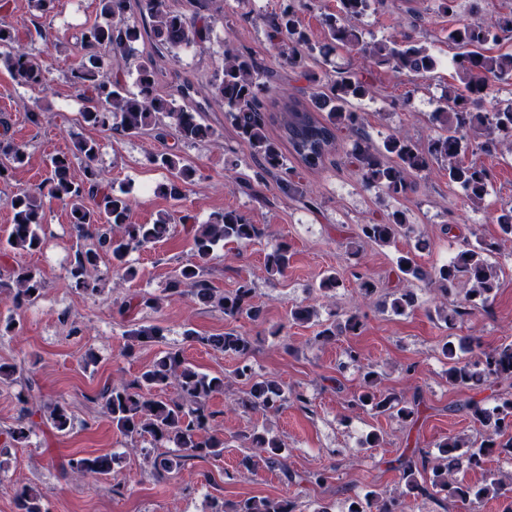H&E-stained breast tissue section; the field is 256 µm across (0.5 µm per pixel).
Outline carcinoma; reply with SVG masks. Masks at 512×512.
Segmentation results:
<instances>
[{
  "label": "carcinoma",
  "instance_id": "cac0c4a2",
  "mask_svg": "<svg viewBox=\"0 0 512 512\" xmlns=\"http://www.w3.org/2000/svg\"><path fill=\"white\" fill-rule=\"evenodd\" d=\"M375 0H338L337 10L319 14L325 41L312 40L300 22V15L317 9V0H284L279 14L269 20L268 39L288 67L298 72L314 89L308 102L290 97L282 103L280 138L268 135L261 98L274 82V75L261 70L256 59L233 48H224V65L215 75L212 95L224 102V120L237 130L238 136L259 163L257 179L273 170L282 173L280 191L287 197L306 198L300 183L288 171V156H293L306 168L315 170L324 165L327 156L337 147L343 132L355 138L352 159L363 182L374 186L392 198L405 197L414 190L413 174L441 165L448 181L458 185L467 200L478 205L488 195L490 171L483 165L463 160L466 152L493 155L501 147L512 146V101L497 102L484 108L490 97L491 83L512 80V53L494 54L486 49L500 35L512 33V13L499 14L486 20H463L448 31V41L459 49L452 60L459 84L448 85L442 104L430 115L436 128L425 144L395 132L380 145L373 144L363 134V117L353 109V102L365 98L371 84L363 71H341L330 84H323L320 73L309 67L315 55H328L336 48H345L369 59L377 67H386L411 79L423 78L438 66V59L429 49L409 38L381 39L367 42L354 21L364 16ZM100 20L81 30L77 42L83 54L71 70L75 87L85 95L86 105L80 115L83 123L99 128L112 127L119 120L121 131L138 136L146 131L158 139L171 136L174 144L167 151L151 154L149 161L166 170L169 178L155 187V193L178 200L196 176V169L185 163L181 147L192 146L212 136L209 126L199 119V112L190 110L184 102L191 98L192 88L184 82L176 91L162 95L157 92V72L150 60L140 62L136 69L135 89L112 77V56L130 55L142 38L139 23L127 16L128 0H99ZM151 32L157 43L171 51L187 49L209 38V28L197 26L187 16L169 7L167 0H146ZM0 67L5 68L22 84H39L43 80L38 60L17 41L15 32L0 26ZM99 145L79 133L72 136V148L50 159L49 176L33 191L22 190L7 198L13 213V223L0 250L7 252L41 249L40 230L44 220L45 200L59 201L69 207L70 223L77 238L92 237L91 247L79 248L70 262L68 274L76 287L98 294V264L100 254L112 255V268L122 280H132L137 270L128 264L127 256L154 244L169 232L173 217L158 214L151 224L131 221V202L112 189L104 172L97 165ZM25 161V153L13 141L0 139V181H6ZM83 164V178L75 180L71 169ZM95 201L88 208L85 199ZM494 221L500 232L512 237V205L500 207ZM198 262L183 265L169 278L167 290L172 296L191 294L200 303L216 308L224 315L237 318L252 312V288L248 284L224 293L212 288L207 279L206 261L215 246L234 243L246 247L261 234L260 228L233 210L213 212L204 224L188 227ZM414 240V248L423 250L426 242L408 223L405 212L395 210L380 222L359 226L358 238L379 246H387L398 237ZM498 242L477 238L465 242L448 262L429 270L419 266L409 255L397 259L402 280L425 281L445 296L461 288V302L448 307H435L436 319L452 322L468 315L474 308L487 307L498 288L499 267L492 261ZM292 259L288 243H281L267 254L265 268L272 276L286 274ZM46 287L43 272L35 267L16 268L0 288L13 292L16 307L36 302ZM379 293L376 281L359 277L358 297L371 300ZM415 294L410 288H398L381 302L384 310L403 315L414 309ZM361 326L360 317L351 314L342 325H329L318 332V340L327 343L344 332L354 333ZM185 339L199 342L238 357L234 377L247 385L245 397L238 405L265 413H277L288 400L306 403L300 392L288 393L282 383L256 376L250 361L251 340L242 333L229 332L220 336H199L191 330ZM448 360V384L481 391L497 384L512 387V344L486 350L474 337L448 336L440 347ZM362 383L353 393L349 406L370 409L407 425L418 420L420 399H406L379 388L376 371L361 367ZM28 397L32 403L16 427L7 432L10 441L21 443L37 427L34 417L51 423L58 432L72 424L66 402L60 399L42 400L35 394V382L27 379ZM174 390V396L160 393ZM224 390V378L210 376L187 364L181 351L171 350L145 367L132 381L109 383L99 393L112 424L130 437L148 438L153 447L172 443L179 453H145L152 471L159 477L183 468L187 461L201 456L215 460L224 457V436L217 412L209 406L210 398ZM464 408L484 431L485 438L477 448L455 436L438 444L439 454L430 457L420 448H408L397 459L400 479L405 492L398 496L384 489H374L364 498L348 501L345 512H412L411 497L445 493L463 512H481L485 499L504 495L506 480L492 476L479 487H471L457 478L466 468L479 466L484 459L501 451L512 450V437L502 443L499 438L512 431V397L487 407L473 398ZM250 447L257 449L268 468L282 466L283 443L267 432L255 431L248 437ZM118 457L103 454L71 457L62 465L65 475L75 478L106 476L112 473ZM22 512H43L42 494L33 486L21 488L18 494ZM235 512H296V504L288 498H248L237 504Z\"/></svg>",
  "mask_w": 512,
  "mask_h": 512
}]
</instances>
